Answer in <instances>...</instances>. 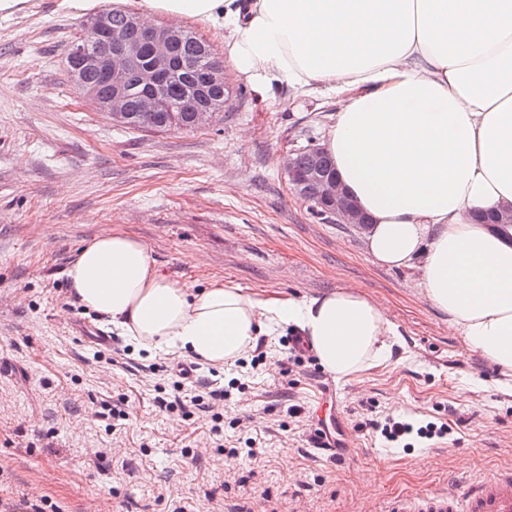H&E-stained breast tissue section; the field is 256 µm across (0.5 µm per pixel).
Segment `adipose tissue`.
Here are the masks:
<instances>
[{
  "instance_id": "ef3b65f1",
  "label": "adipose tissue",
  "mask_w": 512,
  "mask_h": 512,
  "mask_svg": "<svg viewBox=\"0 0 512 512\" xmlns=\"http://www.w3.org/2000/svg\"><path fill=\"white\" fill-rule=\"evenodd\" d=\"M144 20L203 21L260 95L281 84L346 96L322 145L370 218L368 249L419 267L425 299L448 315L512 395V0H140ZM72 294L151 354L234 364L257 336L288 326L322 368L348 378L389 360L399 341L360 292L260 298L164 275L151 251L103 232L70 264Z\"/></svg>"
}]
</instances>
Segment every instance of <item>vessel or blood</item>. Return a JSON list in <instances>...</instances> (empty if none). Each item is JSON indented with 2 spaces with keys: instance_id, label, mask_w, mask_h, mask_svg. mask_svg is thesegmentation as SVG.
Masks as SVG:
<instances>
[{
  "instance_id": "obj_1",
  "label": "vessel or blood",
  "mask_w": 512,
  "mask_h": 512,
  "mask_svg": "<svg viewBox=\"0 0 512 512\" xmlns=\"http://www.w3.org/2000/svg\"><path fill=\"white\" fill-rule=\"evenodd\" d=\"M387 512H512V468L464 486L395 500Z\"/></svg>"
}]
</instances>
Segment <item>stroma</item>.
I'll list each match as a JSON object with an SVG mask.
<instances>
[{"label": "stroma", "instance_id": "1", "mask_svg": "<svg viewBox=\"0 0 512 512\" xmlns=\"http://www.w3.org/2000/svg\"><path fill=\"white\" fill-rule=\"evenodd\" d=\"M23 0L0 11V512H383L512 467V396L422 296L418 269L378 265L366 232L315 217L281 165L318 145L342 97L288 86L263 98L224 61L233 98L211 126H116L74 87L70 42L108 4ZM152 252L161 272L260 296L360 292L397 326L389 361L335 379L291 360L289 327L218 369L210 413L160 407L175 364L118 336L94 359L78 331L112 326L70 291L67 269L104 231ZM124 418L108 422L110 407ZM412 424L387 441V419ZM349 434L346 458L316 429ZM254 438V456L246 440Z\"/></svg>", "mask_w": 512, "mask_h": 512}]
</instances>
